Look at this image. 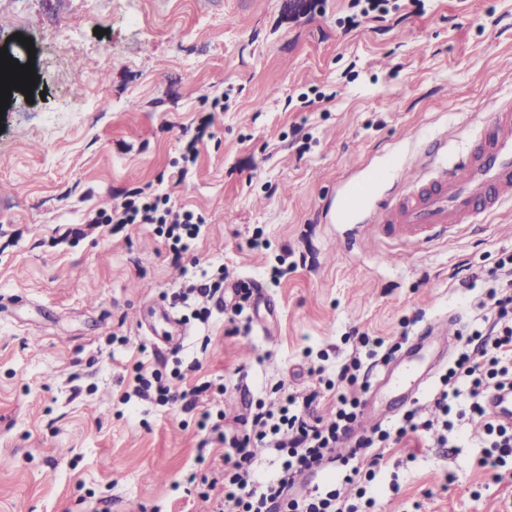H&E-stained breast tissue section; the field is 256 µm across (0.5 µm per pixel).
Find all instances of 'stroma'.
Listing matches in <instances>:
<instances>
[{
    "label": "stroma",
    "mask_w": 512,
    "mask_h": 512,
    "mask_svg": "<svg viewBox=\"0 0 512 512\" xmlns=\"http://www.w3.org/2000/svg\"><path fill=\"white\" fill-rule=\"evenodd\" d=\"M392 2L353 28V0H0V44L32 39L38 76L0 118V512H219L207 481L224 446L204 413L306 395L309 368L334 377L359 334L411 345L439 316L477 319L483 276L512 252V207L391 259V238L321 220L439 136L456 160L487 91L512 95V0ZM149 183L204 219L182 256L152 224L64 239ZM464 263L474 287L449 278ZM221 269L264 297L205 322L175 303ZM160 310L182 335L133 321ZM440 353L397 352L434 369L426 418ZM139 363L166 379L186 365L174 391L202 392L138 397ZM483 434L469 421L444 448L384 449L390 465L366 485L374 512H512V457L480 467Z\"/></svg>",
    "instance_id": "35a3bbf8"
}]
</instances>
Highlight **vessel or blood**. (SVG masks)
Returning <instances> with one entry per match:
<instances>
[{
    "mask_svg": "<svg viewBox=\"0 0 512 512\" xmlns=\"http://www.w3.org/2000/svg\"><path fill=\"white\" fill-rule=\"evenodd\" d=\"M474 147L454 164L413 166L408 178L376 175L373 202L357 199L353 221L368 224L414 248L455 234L512 203V96L494 95ZM491 416L512 425V389L487 400Z\"/></svg>",
    "mask_w": 512,
    "mask_h": 512,
    "instance_id": "1",
    "label": "vessel or blood"
}]
</instances>
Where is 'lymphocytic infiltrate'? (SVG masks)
<instances>
[{
  "instance_id": "1",
  "label": "lymphocytic infiltrate",
  "mask_w": 512,
  "mask_h": 512,
  "mask_svg": "<svg viewBox=\"0 0 512 512\" xmlns=\"http://www.w3.org/2000/svg\"><path fill=\"white\" fill-rule=\"evenodd\" d=\"M105 221L118 229L129 224L156 225L177 253L188 250L190 240L202 230L201 218L171 205L166 193L126 201ZM486 283L485 295L476 303L482 313L481 324L460 332L457 354L434 394L438 409L434 418L421 419L417 410L411 409L394 423L361 428L362 397L370 386L371 372L387 364L398 349L384 337L363 336L360 353L339 367L335 379L324 383L323 391L336 398L332 419L317 416L321 391L314 390L301 398L290 394L276 402H257L248 411V431L226 433L212 425V432L224 445V465L212 482L222 487L223 501L231 512H359L357 503L341 500L336 490L302 488L303 478L325 466L340 465L346 469V480H354L362 462L380 465L382 449L427 437L447 446L449 432L475 416L484 419L487 434L488 451L480 466L496 468L512 457V426L488 418L485 408L492 390L512 386V253L498 259ZM345 440L352 452L343 457L336 448ZM264 448L286 452L287 457L280 472L260 484L252 463Z\"/></svg>"
}]
</instances>
